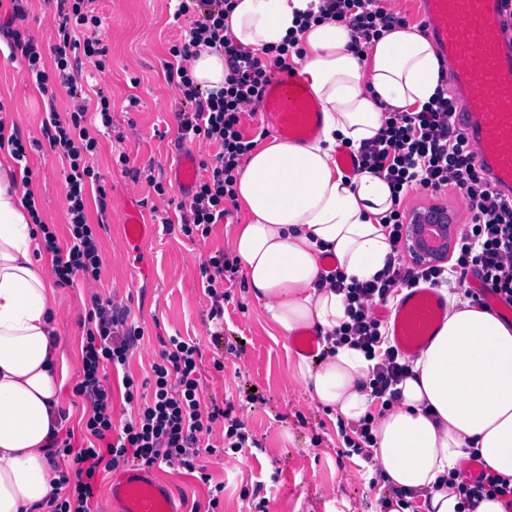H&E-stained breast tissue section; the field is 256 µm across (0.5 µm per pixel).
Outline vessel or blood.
I'll list each match as a JSON object with an SVG mask.
<instances>
[{"instance_id":"1","label":"vessel or blood","mask_w":512,"mask_h":512,"mask_svg":"<svg viewBox=\"0 0 512 512\" xmlns=\"http://www.w3.org/2000/svg\"><path fill=\"white\" fill-rule=\"evenodd\" d=\"M421 18L438 54L451 67L452 95L458 104L456 124L476 149L491 186L512 199V0H421ZM268 129L302 142L322 126L319 104L305 89L297 71L272 78L262 101ZM196 159L182 153L173 176L181 189L196 179ZM126 243L138 249L154 230L140 210L124 211ZM448 315V301L423 284L408 290L385 314L387 329L400 352L414 356L425 349ZM121 512H176L166 485L145 471L131 468L109 481Z\"/></svg>"}]
</instances>
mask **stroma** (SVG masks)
<instances>
[{
	"instance_id": "obj_1",
	"label": "stroma",
	"mask_w": 512,
	"mask_h": 512,
	"mask_svg": "<svg viewBox=\"0 0 512 512\" xmlns=\"http://www.w3.org/2000/svg\"><path fill=\"white\" fill-rule=\"evenodd\" d=\"M103 18L99 32L108 50L104 69L84 64L92 89L112 98V131L100 136L95 168L106 187V202L89 198L87 218L99 225L103 269L95 288L77 283L57 287L58 333L69 364L61 407L67 427L80 429L86 410L73 394L81 370L80 346L91 293L128 307L144 330V338L129 364L134 376L146 377L162 349V341L177 334L198 343L203 352L201 379L204 399L234 402V414L258 442L257 447L218 455L201 454L214 481L223 483L224 498L217 512H254L252 490L262 485L269 512H379V491L370 489L367 463L345 452L340 430L327 409L313 402L288 369L292 337L270 336L264 313L247 291L242 276L225 283L230 293L224 304V334L239 341L240 356L225 355L223 371L212 366L213 346L207 321L209 301L200 280L202 262L225 249L240 211H232L207 238L189 240L180 233L155 231L138 251L124 244L122 208L136 202L145 222L153 210H167L146 182L125 175L118 162L126 153L133 168L152 167L171 197L183 192L170 178L176 153L177 92L166 78L168 50L182 31L172 23L173 0H95ZM26 18L19 27L43 50L55 42L54 0H26ZM54 98L41 94L29 81L21 59L11 58L7 39L0 35V131H20L37 146L29 154L30 188L39 201L45 223L67 235L65 185L61 163L49 149L42 122L48 108L73 111L74 102L62 86ZM151 476L167 484L180 512L208 510L207 488L183 470L154 468Z\"/></svg>"
}]
</instances>
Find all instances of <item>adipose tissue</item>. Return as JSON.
Masks as SVG:
<instances>
[{"mask_svg": "<svg viewBox=\"0 0 512 512\" xmlns=\"http://www.w3.org/2000/svg\"><path fill=\"white\" fill-rule=\"evenodd\" d=\"M227 35L254 51L281 45L298 14L319 0H236ZM294 62L323 112L306 143L272 139L253 149L236 183L245 215L229 247L268 326L283 336H321V354H297L294 379L310 398L344 420L370 414V360L327 338L345 319V295L326 282L330 265L360 282L378 276L392 255L383 222L391 185L369 173L346 174L337 148L359 150L377 136L385 112L428 103L438 87L436 51L416 26L384 32L357 52L350 28L326 20L300 32ZM191 74L205 90L223 88L229 70L201 48ZM24 190L0 158V512H47L62 458L49 453L61 427L66 377L53 307L55 290L37 255L38 230L23 208ZM392 408L376 419L373 459L390 485L420 491L421 512H457L448 471L478 449L487 468L512 480V319L471 300L448 318L412 366Z\"/></svg>", "mask_w": 512, "mask_h": 512, "instance_id": "ef3b65f1", "label": "adipose tissue"}]
</instances>
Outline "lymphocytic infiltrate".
I'll return each mask as SVG.
<instances>
[{
    "label": "lymphocytic infiltrate",
    "instance_id": "obj_1",
    "mask_svg": "<svg viewBox=\"0 0 512 512\" xmlns=\"http://www.w3.org/2000/svg\"><path fill=\"white\" fill-rule=\"evenodd\" d=\"M57 38L50 52L18 30L7 33L10 50L20 52L28 78L41 93H48L46 61H53L62 84L77 105L72 112L49 111L44 133L53 155L63 165L67 201V242L43 223L27 174L28 152L20 133L7 140L11 155L24 174L25 208L43 237V251L50 255L52 272L63 286L75 281L93 286L101 280L103 259L94 225L88 224L86 195L99 186L100 173L92 163L99 148L100 129H111V102L104 92L88 97L77 81L75 68L81 61L105 67L108 50L98 32L101 16L91 9L92 0H55ZM173 20L190 17L191 23L169 49L166 73L178 92L181 107L175 114L178 142L203 139L215 144L216 153L200 161L201 173L187 196L176 203L173 216L161 217L165 232L180 231L185 237H207L215 224L229 215L236 182L245 156L255 140L244 135L241 114L245 107L261 103L271 74L258 53L236 44L224 33V17L234 0H176ZM319 16L346 22L357 48H368L386 29L407 25L408 19L379 7L377 0H322ZM215 48L224 55L230 74L224 89L207 92L194 81L189 61L199 47ZM436 95L420 111L388 112L379 134L354 153L355 169L384 177L396 196L417 188L436 193L453 190L468 201L472 223L457 239L452 267L404 264L394 260L368 282H346L340 270L329 280L345 294V321L336 330L337 343L362 350L373 366L369 374L370 396L382 407H390L400 395L399 385L410 374L411 360L398 352L386 334L375 308L396 299L402 290L425 282L440 288L448 281L467 283L477 277L483 289L512 305V200L502 198L490 186L475 150L455 124L457 105L448 89L447 75H440ZM238 271V260L226 251H216L200 266L201 284L210 301L211 341L215 349L213 367L223 370V357L238 353L237 343L224 337V289L226 280ZM91 306L83 317L80 380L75 396L91 406L84 422L82 444H74L73 432L55 438L58 454L70 462L54 481L56 494L51 512H98L96 485L104 474L137 466L152 469L179 466L208 485L209 508H217L224 486L212 483L210 474L195 463L200 452L219 454L248 447L251 437L233 417V405L205 403L198 374L202 352L197 343L179 336L169 337L151 374L136 380L126 368L143 330L128 309L104 304L91 294ZM122 374L123 400L131 408L121 427L112 424V388L108 370ZM223 424L222 443L211 442L215 424ZM462 506L474 512L483 498H497L512 507V483L497 474L482 471L470 478L461 467L448 473Z\"/></svg>",
    "mask_w": 512,
    "mask_h": 512
}]
</instances>
